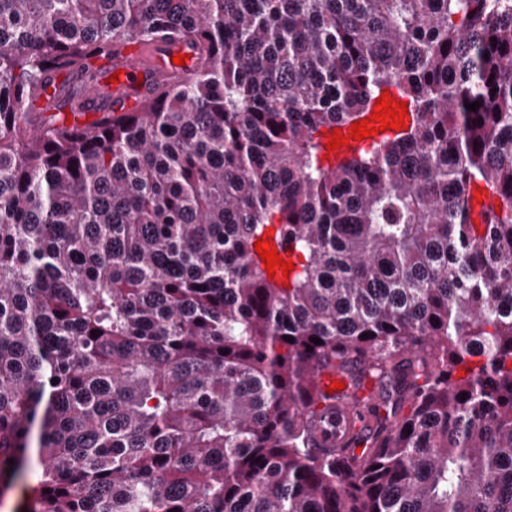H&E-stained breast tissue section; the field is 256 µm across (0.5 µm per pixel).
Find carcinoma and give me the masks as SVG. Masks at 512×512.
Returning a JSON list of instances; mask_svg holds the SVG:
<instances>
[{
	"instance_id": "cac0c4a2",
	"label": "carcinoma",
	"mask_w": 512,
	"mask_h": 512,
	"mask_svg": "<svg viewBox=\"0 0 512 512\" xmlns=\"http://www.w3.org/2000/svg\"><path fill=\"white\" fill-rule=\"evenodd\" d=\"M183 35L127 112L24 111ZM386 90L407 129L326 158ZM0 460L27 512H512V0H0ZM334 380L343 382L345 388L343 390L332 388V393H330L336 395V401L333 402L336 404V426L331 428L321 422L318 424L317 434L320 442L324 445L339 442L346 433H357L360 438L368 433L375 426V419L370 413V405L379 401L376 396L377 390L371 380L358 383L349 372L331 371L322 374L319 383L324 390L328 391V387H332L331 382ZM353 394L362 401L358 407H356V399Z\"/></svg>"
}]
</instances>
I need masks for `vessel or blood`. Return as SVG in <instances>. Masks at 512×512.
I'll return each instance as SVG.
<instances>
[{
  "label": "vessel or blood",
  "instance_id": "obj_1",
  "mask_svg": "<svg viewBox=\"0 0 512 512\" xmlns=\"http://www.w3.org/2000/svg\"><path fill=\"white\" fill-rule=\"evenodd\" d=\"M190 40L182 36L160 42H142L131 45L112 61H100L95 65L93 80L74 75V83L84 90L77 102H68L62 97L42 96L29 102L31 112H65L76 110L89 114L98 112H123L133 108L141 100L151 96L156 86L170 76H188L187 67L174 64V56L189 54ZM119 75V83H111L112 75ZM343 382V392L336 395V425H318L317 434L321 443L329 445L340 441L344 435L366 432L375 426L370 412L371 404L377 401V390L372 381L356 382L345 371L322 374L319 383L330 387L333 381Z\"/></svg>",
  "mask_w": 512,
  "mask_h": 512
}]
</instances>
